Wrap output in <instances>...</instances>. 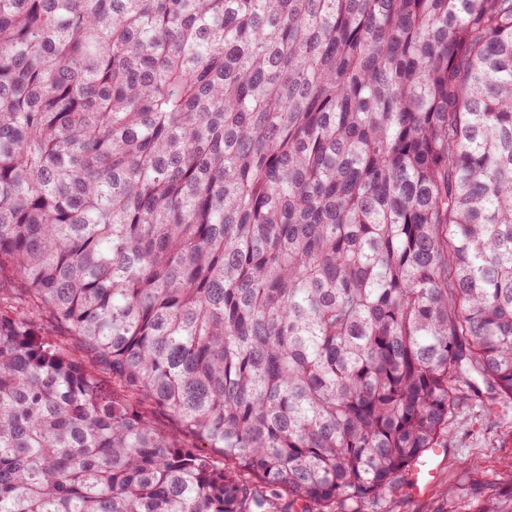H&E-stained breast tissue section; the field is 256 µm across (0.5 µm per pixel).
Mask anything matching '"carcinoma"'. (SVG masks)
Instances as JSON below:
<instances>
[{
    "instance_id": "carcinoma-1",
    "label": "carcinoma",
    "mask_w": 512,
    "mask_h": 512,
    "mask_svg": "<svg viewBox=\"0 0 512 512\" xmlns=\"http://www.w3.org/2000/svg\"><path fill=\"white\" fill-rule=\"evenodd\" d=\"M461 382L512 397V0H0V512H365Z\"/></svg>"
}]
</instances>
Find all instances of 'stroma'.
<instances>
[{"mask_svg":"<svg viewBox=\"0 0 512 512\" xmlns=\"http://www.w3.org/2000/svg\"><path fill=\"white\" fill-rule=\"evenodd\" d=\"M512 399L486 410L483 399L461 389L448 437L434 456L426 489L403 485L375 512H475L489 498L512 502Z\"/></svg>","mask_w":512,"mask_h":512,"instance_id":"obj_1","label":"stroma"}]
</instances>
